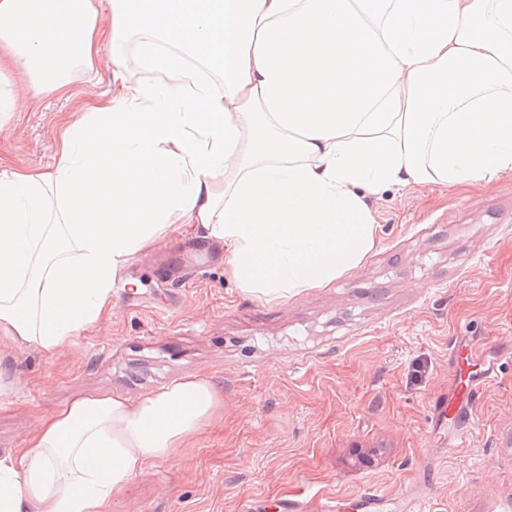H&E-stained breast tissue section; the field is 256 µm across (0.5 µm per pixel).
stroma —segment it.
<instances>
[{
	"label": "stroma",
	"instance_id": "obj_1",
	"mask_svg": "<svg viewBox=\"0 0 512 512\" xmlns=\"http://www.w3.org/2000/svg\"><path fill=\"white\" fill-rule=\"evenodd\" d=\"M112 70L101 51L94 79L76 72L0 120V166L52 170L66 125L151 78L130 51L122 82ZM369 204L379 241L363 263L278 302L237 287L222 244L190 230L160 236L118 274L111 311L71 344L50 357L6 350L17 391L0 399V455L76 400L136 401L197 376L217 387L219 411L175 460L116 491L111 512H245L255 500L280 512L293 493L316 512L371 485L396 497L428 458L425 512H512V172L394 187ZM465 336L477 369L495 377L453 446L430 406L454 385Z\"/></svg>",
	"mask_w": 512,
	"mask_h": 512
}]
</instances>
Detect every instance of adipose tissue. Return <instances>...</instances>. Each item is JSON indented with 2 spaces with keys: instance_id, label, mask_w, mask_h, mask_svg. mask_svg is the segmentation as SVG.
<instances>
[{
  "instance_id": "obj_1",
  "label": "adipose tissue",
  "mask_w": 512,
  "mask_h": 512,
  "mask_svg": "<svg viewBox=\"0 0 512 512\" xmlns=\"http://www.w3.org/2000/svg\"><path fill=\"white\" fill-rule=\"evenodd\" d=\"M132 36L153 81L71 123L53 170H0L2 339L68 346L185 225L255 297L322 288L374 248L369 197L512 171V0H112L114 67ZM0 43L30 79L2 115L92 70V0H0ZM220 406L194 376L74 401L0 456V512H110Z\"/></svg>"
}]
</instances>
